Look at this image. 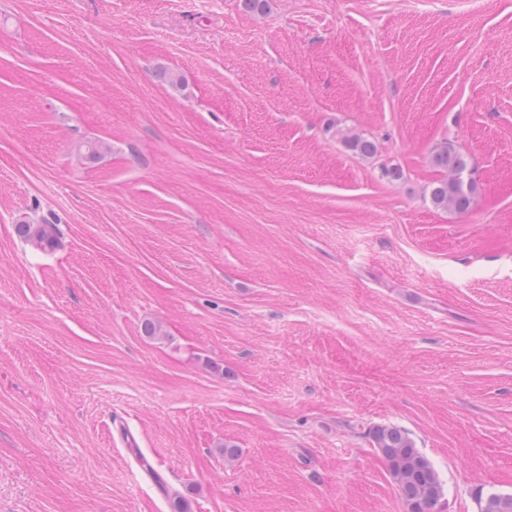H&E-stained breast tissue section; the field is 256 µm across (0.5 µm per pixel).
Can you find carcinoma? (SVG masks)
Returning a JSON list of instances; mask_svg holds the SVG:
<instances>
[{
    "mask_svg": "<svg viewBox=\"0 0 512 512\" xmlns=\"http://www.w3.org/2000/svg\"><path fill=\"white\" fill-rule=\"evenodd\" d=\"M344 145L353 153L372 158L376 144L360 135H347ZM429 163L438 173L426 188V199L438 210L466 214L478 191L472 177L469 155L444 142L430 155ZM22 238L37 248L53 250L60 247L51 224H20ZM373 447L387 463L408 512H435L443 495V487L433 464L425 457L409 434L396 426H379L372 432ZM479 512H512V495L477 493Z\"/></svg>",
    "mask_w": 512,
    "mask_h": 512,
    "instance_id": "carcinoma-1",
    "label": "carcinoma"
}]
</instances>
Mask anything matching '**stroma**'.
I'll use <instances>...</instances> for the list:
<instances>
[{"instance_id": "stroma-1", "label": "stroma", "mask_w": 512, "mask_h": 512, "mask_svg": "<svg viewBox=\"0 0 512 512\" xmlns=\"http://www.w3.org/2000/svg\"><path fill=\"white\" fill-rule=\"evenodd\" d=\"M385 425L512 494V0H0V512H407ZM429 163L438 173L426 188L429 203L438 210L468 213L478 191L469 155L446 141L433 150ZM18 233L37 248L53 250L60 247L55 228L51 224H18Z\"/></svg>"}]
</instances>
